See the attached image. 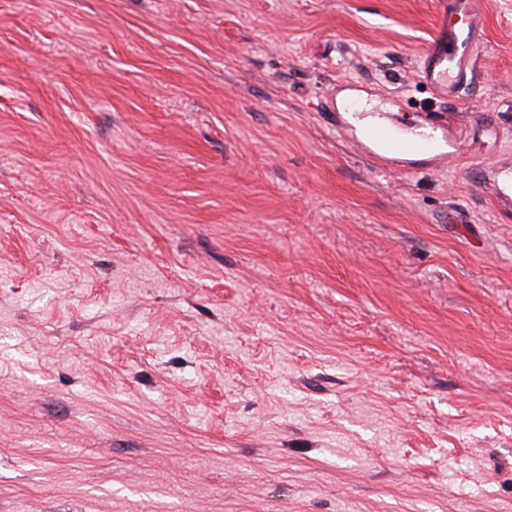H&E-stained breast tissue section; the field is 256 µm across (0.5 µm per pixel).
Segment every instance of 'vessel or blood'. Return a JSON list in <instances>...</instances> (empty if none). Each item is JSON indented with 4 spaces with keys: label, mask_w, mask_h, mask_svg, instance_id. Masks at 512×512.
Returning a JSON list of instances; mask_svg holds the SVG:
<instances>
[{
    "label": "vessel or blood",
    "mask_w": 512,
    "mask_h": 512,
    "mask_svg": "<svg viewBox=\"0 0 512 512\" xmlns=\"http://www.w3.org/2000/svg\"><path fill=\"white\" fill-rule=\"evenodd\" d=\"M437 31L419 68L422 82L442 100L456 98L472 75L484 44L482 0H439ZM397 101L384 96L381 105H365L347 97L340 105L336 129L373 167L383 173L410 171L464 153L463 142L450 138L452 115L420 112L398 117ZM491 188L502 204L512 203V169L496 168Z\"/></svg>",
    "instance_id": "1"
}]
</instances>
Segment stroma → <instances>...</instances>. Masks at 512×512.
I'll return each mask as SVG.
<instances>
[{
    "label": "stroma",
    "instance_id": "stroma-1",
    "mask_svg": "<svg viewBox=\"0 0 512 512\" xmlns=\"http://www.w3.org/2000/svg\"><path fill=\"white\" fill-rule=\"evenodd\" d=\"M438 8L0 0V512H512V0L448 101ZM382 105L367 111L366 105L344 98L338 112L336 130L340 132L373 167L383 173L412 171L425 163L463 154L465 145L450 138L454 117L444 112L406 114L402 118L392 111L396 99L385 95ZM388 105V107H387ZM491 188L497 200L510 207L512 194V170L497 167L493 173Z\"/></svg>",
    "mask_w": 512,
    "mask_h": 512
}]
</instances>
